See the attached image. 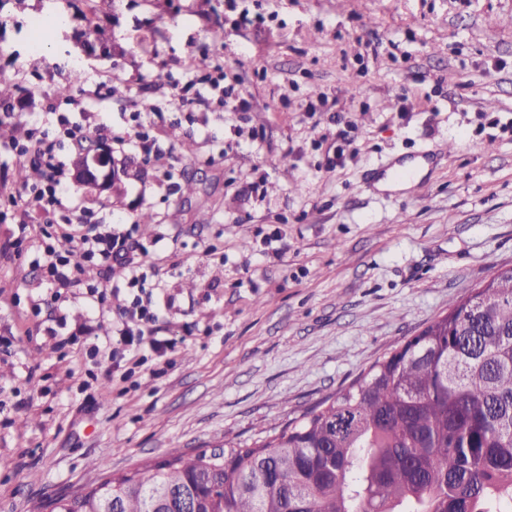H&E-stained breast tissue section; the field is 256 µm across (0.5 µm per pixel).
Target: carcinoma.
Returning a JSON list of instances; mask_svg holds the SVG:
<instances>
[{
  "instance_id": "1",
  "label": "carcinoma",
  "mask_w": 512,
  "mask_h": 512,
  "mask_svg": "<svg viewBox=\"0 0 512 512\" xmlns=\"http://www.w3.org/2000/svg\"><path fill=\"white\" fill-rule=\"evenodd\" d=\"M178 455L52 512H512V269L321 409L250 446Z\"/></svg>"
}]
</instances>
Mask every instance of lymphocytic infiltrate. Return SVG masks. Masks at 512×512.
Listing matches in <instances>:
<instances>
[{"mask_svg": "<svg viewBox=\"0 0 512 512\" xmlns=\"http://www.w3.org/2000/svg\"><path fill=\"white\" fill-rule=\"evenodd\" d=\"M55 141L47 134L30 130L14 141L13 149L18 159L41 169L42 180L35 185L15 188L6 196L9 206L22 212L47 213L61 207L64 163L55 153ZM35 242L44 246V275L53 288H72L83 284V267L87 264L107 266L112 262L125 263L130 272L128 286L132 298L120 309L123 319L121 328L110 336L107 349L98 345H86L83 336L65 337L66 345H83L94 359L97 369L112 373L127 354L149 350L157 362L171 365L176 343L157 336L158 313L152 294L145 288V278L140 273L141 264L136 261V247L131 231H120L108 224H95L85 216L76 217L74 223L49 232L44 225L33 228ZM84 285V284H83Z\"/></svg>", "mask_w": 512, "mask_h": 512, "instance_id": "1", "label": "lymphocytic infiltrate"}]
</instances>
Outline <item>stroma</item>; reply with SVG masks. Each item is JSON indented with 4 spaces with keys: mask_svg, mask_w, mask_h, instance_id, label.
Returning a JSON list of instances; mask_svg holds the SVG:
<instances>
[{
    "mask_svg": "<svg viewBox=\"0 0 512 512\" xmlns=\"http://www.w3.org/2000/svg\"><path fill=\"white\" fill-rule=\"evenodd\" d=\"M217 67L244 110L197 83ZM0 70L19 130L151 128L153 150L112 145L143 179L96 194L65 176L51 222L136 225L159 333L179 341L164 373L79 392L92 363L59 341L105 336L118 301H52L26 216L0 204V512H50L98 461L252 442L512 268V0H0ZM424 151L410 188L375 184Z\"/></svg>",
    "mask_w": 512,
    "mask_h": 512,
    "instance_id": "obj_1",
    "label": "stroma"
}]
</instances>
